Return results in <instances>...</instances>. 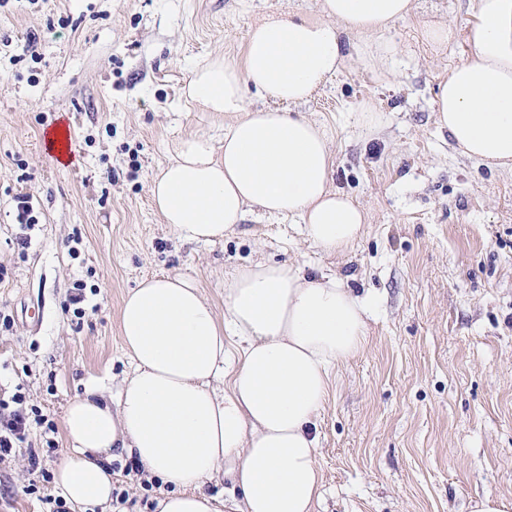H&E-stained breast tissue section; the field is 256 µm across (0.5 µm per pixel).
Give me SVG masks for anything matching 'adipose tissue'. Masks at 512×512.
<instances>
[{"label": "adipose tissue", "mask_w": 512, "mask_h": 512, "mask_svg": "<svg viewBox=\"0 0 512 512\" xmlns=\"http://www.w3.org/2000/svg\"><path fill=\"white\" fill-rule=\"evenodd\" d=\"M413 11L414 0H319L315 14L257 18L242 60L197 68L188 100L229 125L223 150L204 135L187 139L153 180L164 222L182 239L211 243L250 212L296 215L314 246L352 248L367 213L330 188L329 140L295 107L351 60L389 79L402 51L389 31ZM471 41L437 86L435 120L461 155L512 170V0H475ZM250 90L272 106L246 109ZM371 315L367 298L335 274L288 263L237 267L220 316L194 278H143L120 310L134 371L117 406L94 387L68 403L58 495L107 506L105 462L119 451L158 481V512H315L323 482L315 428L334 370L364 348ZM218 477L238 497L206 493Z\"/></svg>", "instance_id": "ef3b65f1"}]
</instances>
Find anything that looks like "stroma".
<instances>
[{"label": "stroma", "mask_w": 512, "mask_h": 512, "mask_svg": "<svg viewBox=\"0 0 512 512\" xmlns=\"http://www.w3.org/2000/svg\"><path fill=\"white\" fill-rule=\"evenodd\" d=\"M438 7L458 39L436 53L402 40L397 76L347 65L299 110L325 131L332 188L368 213L362 239L329 255L297 217L248 215L215 243H185L153 208L151 185L180 142L224 146L223 116L189 104L194 68L242 60L261 12L312 14L318 0H5L0 5V389L54 422L85 386L117 401L134 364L119 335L123 297L146 277L195 278L216 312L224 278L258 260L333 273L376 301L365 348L340 364L318 423L324 486L317 512H473L489 496L512 512V171L461 156L433 99L471 51L469 0ZM386 125L357 122L364 100ZM69 126L75 157L43 136ZM38 222L20 245L17 199ZM87 289L83 316L67 300ZM39 431L0 461V512H50L63 432ZM38 466H31V455ZM112 461L123 512H154L159 488Z\"/></svg>", "instance_id": "obj_1"}]
</instances>
